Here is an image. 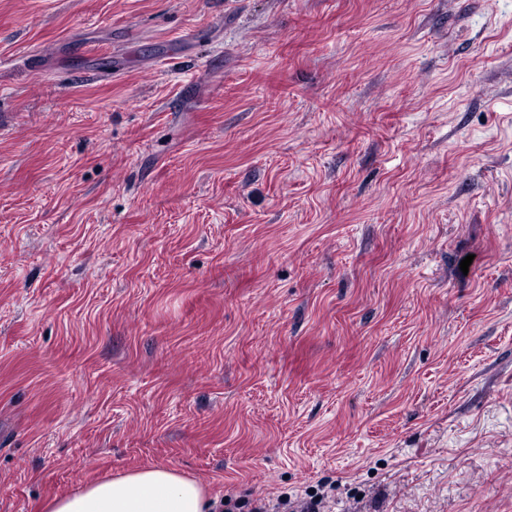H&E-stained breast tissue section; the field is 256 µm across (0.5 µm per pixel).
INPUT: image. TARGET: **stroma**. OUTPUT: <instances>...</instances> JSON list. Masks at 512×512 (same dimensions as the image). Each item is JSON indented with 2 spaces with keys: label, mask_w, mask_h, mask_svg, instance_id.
<instances>
[{
  "label": "stroma",
  "mask_w": 512,
  "mask_h": 512,
  "mask_svg": "<svg viewBox=\"0 0 512 512\" xmlns=\"http://www.w3.org/2000/svg\"><path fill=\"white\" fill-rule=\"evenodd\" d=\"M159 465L512 512V0H0V512Z\"/></svg>",
  "instance_id": "35a3bbf8"
}]
</instances>
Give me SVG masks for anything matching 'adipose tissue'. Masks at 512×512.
<instances>
[{"instance_id": "1", "label": "adipose tissue", "mask_w": 512, "mask_h": 512, "mask_svg": "<svg viewBox=\"0 0 512 512\" xmlns=\"http://www.w3.org/2000/svg\"><path fill=\"white\" fill-rule=\"evenodd\" d=\"M200 484L169 467H146L54 497L44 512H211Z\"/></svg>"}]
</instances>
